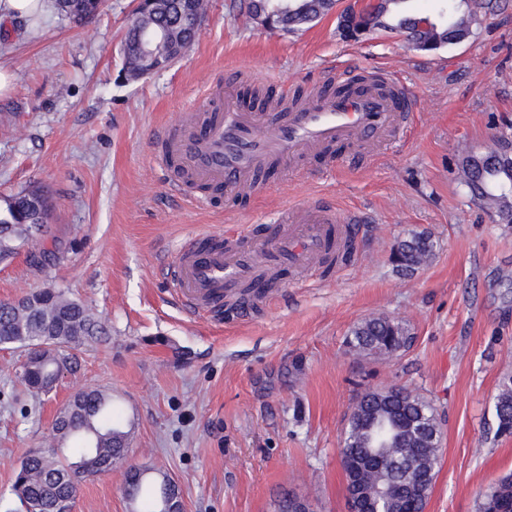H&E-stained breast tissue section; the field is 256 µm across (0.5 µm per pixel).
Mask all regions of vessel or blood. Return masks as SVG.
Instances as JSON below:
<instances>
[{"label":"vessel or blood","mask_w":512,"mask_h":512,"mask_svg":"<svg viewBox=\"0 0 512 512\" xmlns=\"http://www.w3.org/2000/svg\"><path fill=\"white\" fill-rule=\"evenodd\" d=\"M342 94L310 93L289 113L251 112L225 97L218 113L164 135L161 164L177 159L192 181L251 192L263 169L296 161L308 153H327L347 144L361 151L402 132L409 119L408 98L399 82L382 73L338 75ZM360 213L337 219L322 201L289 211L275 224L255 225L249 235L201 232L185 242L169 266V283L192 314L223 310L235 296L239 313L271 293L272 274L311 272L333 259L348 242Z\"/></svg>","instance_id":"b4317fda"}]
</instances>
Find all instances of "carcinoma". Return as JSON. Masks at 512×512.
I'll list each match as a JSON object with an SVG mask.
<instances>
[{
  "instance_id": "carcinoma-1",
  "label": "carcinoma",
  "mask_w": 512,
  "mask_h": 512,
  "mask_svg": "<svg viewBox=\"0 0 512 512\" xmlns=\"http://www.w3.org/2000/svg\"><path fill=\"white\" fill-rule=\"evenodd\" d=\"M337 2L248 0V13L270 31H295L328 15ZM408 2L371 0L354 17L337 16V31L346 41H358L372 30L383 28L405 35L418 52L434 53L468 39L481 16L502 6V0H439L437 14L427 16L410 10ZM59 6L80 21L98 12L100 0H59ZM203 15V0H197L190 9L180 0H162L157 9L142 15L125 33L126 77L139 78L144 66L143 54H152L154 61L166 65L182 57L196 42L201 28L198 18ZM461 180L484 207L512 223L511 158L491 150L470 161L466 159L462 163ZM42 197V191L30 190L4 200L0 207V260L21 248L34 256L44 252L43 228L48 213L36 209ZM432 256L433 243L422 233L411 234L393 249L394 262L405 272L419 269ZM103 335L104 328L86 304L55 288L40 293L32 304L14 307L0 302V345L26 350L30 368L22 371L21 380L35 398L49 391L60 367L70 362L65 351ZM408 335L409 330L402 322L378 316L355 326L346 345L354 355L367 353L390 358L400 352V343ZM387 398L389 402L378 404L370 390L356 398L344 433L343 451L350 456L370 451L375 433L367 430V422L378 414L390 429L387 446L377 449L378 456H400L415 470L436 468L441 431L433 404L424 396L398 386L393 387ZM494 413L497 432L511 431V375L503 377ZM53 431L62 439L80 438L82 451L75 461L61 457L55 448L34 449L24 456L15 474L13 491L26 507L38 503L39 512H56L57 500L76 495L84 478L111 471L127 455V432L121 426L120 415L112 409V398L99 389L72 395L58 411ZM135 471L137 468H129L123 489L133 505L132 512H159L162 495L178 506L183 505L179 486L171 483L168 476L150 482L146 478L137 479ZM379 477L380 472L373 465L357 478L348 472L347 487L357 483L371 491ZM500 501L512 502V474L488 488L478 503V512H493Z\"/></svg>"
}]
</instances>
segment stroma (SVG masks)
<instances>
[{
    "instance_id": "35a3bbf8",
    "label": "stroma",
    "mask_w": 512,
    "mask_h": 512,
    "mask_svg": "<svg viewBox=\"0 0 512 512\" xmlns=\"http://www.w3.org/2000/svg\"><path fill=\"white\" fill-rule=\"evenodd\" d=\"M135 7L103 0L76 22L52 4L0 24V66L14 74L0 97V197L45 191L50 249L0 263V301L59 288L107 330L74 351L39 403L20 379L25 352L0 348V512H25L13 491L22 458L52 443L57 411L90 388L111 394L129 452L82 480L72 512H130V466L173 479L185 512H276L288 492L346 512L347 416L359 393L388 386L427 397L441 425L425 512H475L512 472V436L497 435L493 411L512 373V223L473 200L459 164L512 143V7L425 55L384 29L343 41L333 13L288 33L254 23L245 0H207L194 46L130 81L120 49ZM343 68L404 86L410 138L333 162L312 154L264 171L253 193L206 205L171 191L157 132L179 131L191 100L319 90ZM312 199L362 214L352 263L283 273L244 317L182 312L164 274L177 243L202 230L245 234ZM413 233L430 237L434 255L405 273L391 253ZM371 316L404 323L413 346L388 361L349 353L351 330Z\"/></svg>"
}]
</instances>
